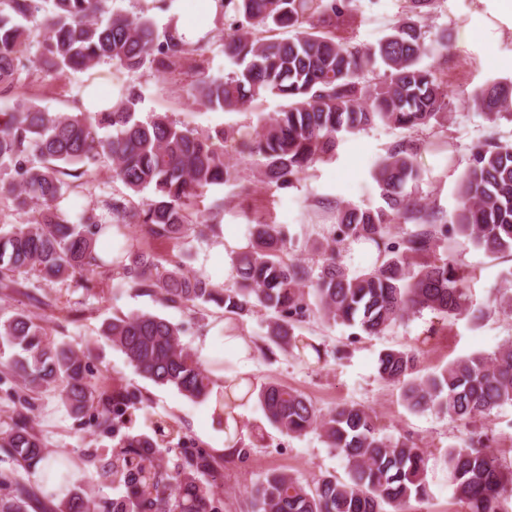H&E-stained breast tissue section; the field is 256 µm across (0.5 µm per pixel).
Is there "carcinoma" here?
<instances>
[{
    "mask_svg": "<svg viewBox=\"0 0 512 512\" xmlns=\"http://www.w3.org/2000/svg\"><path fill=\"white\" fill-rule=\"evenodd\" d=\"M109 2L0 0V91L14 93L10 109L0 112V197L12 198L27 216L0 231V289L65 281L78 272L87 290L99 278L114 277L168 307L214 304L237 316L260 308L269 314L267 351L292 355L306 349L296 331L315 315L379 336L425 310L452 322H477L498 307L512 310V295L474 304L465 270L450 255L437 256L452 236L493 256L512 253V143L491 140L476 147L450 218L418 198L424 133L448 120V82L440 65L422 64L426 56L446 59L448 35L430 37L428 24L439 0H404L401 17L372 47L355 44L351 36L360 0H220L228 63L221 77L206 71L202 45L144 14L116 13ZM36 19L37 35L24 25ZM272 31L288 36H266ZM101 64L146 68L160 77L188 64L197 75L191 95L208 109L232 112L280 99L279 111L258 115L255 137L238 145L257 157V179L277 189L331 159L340 134L375 125L398 130L402 137L374 172L385 205L337 208L315 269L287 258L291 239L283 226L250 225V244L236 255V281L229 288L215 286L182 260L166 268L132 244L120 247L122 260L108 261L96 254L99 237L110 230L121 235L130 224L158 240L215 235L214 217L198 210V199L239 180L240 171L224 161V144L235 140L234 131L193 129L166 114L139 120L141 89L134 84L123 86L112 108L99 112L82 109L77 98L70 111L50 112L22 92L24 75L54 77ZM469 99L490 122L512 119V79L487 81ZM104 161L128 190L145 195L141 207L114 198L78 210L63 206L70 194L89 189ZM399 224L414 230L397 235ZM354 241L376 247L374 268L352 274L344 266L340 250ZM102 336L144 377L192 399L210 396L211 373L166 319L115 316ZM0 342L17 349L7 369L23 378L26 406L0 432V450L17 466L46 459L31 399L52 392L76 418L96 408L98 427L119 437L112 459H86L102 481L122 488L109 504L111 512H221L207 480L213 457L183 452L172 471L163 470L169 449L161 443L174 429L160 420L150 435L134 432L132 396L97 391L79 351L51 342L23 311L0 319ZM422 354L418 346L384 351L380 379L399 386L409 410L435 413L467 429L463 444L445 454L448 483L467 512H512L506 508L512 504V466L500 462L495 430L476 426L478 418L512 405V343L426 374ZM253 394L271 426L291 437L319 432L346 460L347 472L344 479L329 473L304 483L273 470L247 489L252 512H409L411 501L428 497L423 449L410 433H384L371 409L341 404L323 413L278 382L247 389L246 396ZM37 493L15 471L0 470V512H27ZM51 512H99V505L78 485Z\"/></svg>",
    "mask_w": 512,
    "mask_h": 512,
    "instance_id": "cac0c4a2",
    "label": "carcinoma"
}]
</instances>
